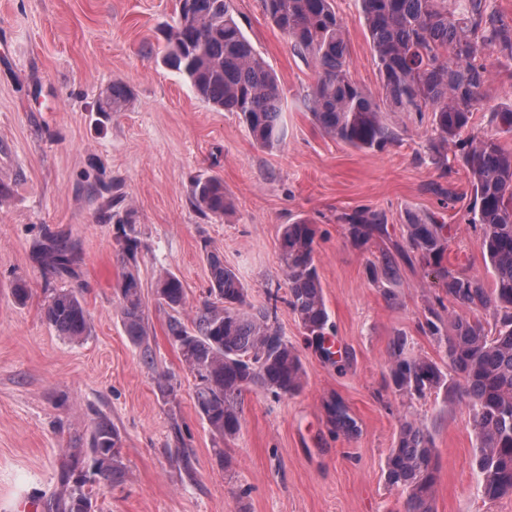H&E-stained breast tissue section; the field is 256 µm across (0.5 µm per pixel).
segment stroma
I'll use <instances>...</instances> for the list:
<instances>
[{
    "instance_id": "1",
    "label": "stroma",
    "mask_w": 512,
    "mask_h": 512,
    "mask_svg": "<svg viewBox=\"0 0 512 512\" xmlns=\"http://www.w3.org/2000/svg\"><path fill=\"white\" fill-rule=\"evenodd\" d=\"M255 50L277 75L288 136L282 149L261 148L236 113L199 99L158 52L175 24L177 0H0V512H47L63 495L70 455L87 447L99 416L122 438L123 482L87 483L100 512H402L385 459L402 419L433 428L438 471L433 512H512V497L483 498L471 467L475 438L464 400L408 397L390 384L388 345L405 333L414 354L440 360L425 334V299L439 281L420 264L402 265L395 299L370 282L366 268L402 238L407 211L441 212L448 225L444 268L488 273L480 230L468 221L471 185L464 168L448 181L456 199L441 207L430 190L438 173L428 159L427 116L395 112L399 138L359 151L325 135L306 107L314 70L261 7L231 0ZM346 31L353 79L376 101L384 92L359 0H334ZM491 72L473 117L482 134L490 108L512 102V60L485 51ZM131 95L119 111L98 104L115 82ZM224 181L231 208L208 218L191 204L196 176ZM124 198L134 211L140 248L136 271L146 300L153 361L124 332L118 282L124 265L108 206ZM383 211L388 234L364 247L349 239L340 213ZM314 224L315 260L344 371L304 340L296 315L278 322L298 349L302 390L243 398L242 428L224 438L198 415L194 377L172 345L169 311L154 297L168 271L182 281L189 318L206 296V251L238 270L252 301L281 288L278 240L296 217ZM76 241L75 277L59 278L32 258L47 234ZM25 282L26 301L14 296ZM82 287L91 316L83 340L67 339L44 316L46 291ZM178 382L173 396L158 374ZM341 399L358 431L327 423L325 404Z\"/></svg>"
}]
</instances>
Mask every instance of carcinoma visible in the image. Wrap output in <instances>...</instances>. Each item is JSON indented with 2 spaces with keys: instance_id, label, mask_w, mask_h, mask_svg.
<instances>
[{
  "instance_id": "obj_1",
  "label": "carcinoma",
  "mask_w": 512,
  "mask_h": 512,
  "mask_svg": "<svg viewBox=\"0 0 512 512\" xmlns=\"http://www.w3.org/2000/svg\"><path fill=\"white\" fill-rule=\"evenodd\" d=\"M265 13L291 40L294 51L312 65L315 82L305 95L321 131L351 147L381 149L397 139L381 104L351 76L344 25L332 0H262ZM361 11L379 70L385 101L392 112H427L431 135L429 159L439 177L453 172V160L469 175L472 186L470 222L481 229L480 247L492 287L472 275L441 273L444 296L428 301L424 332L442 347L443 364L412 354L399 333L388 347L393 388L411 397L448 391L462 380V397L472 415L475 436L471 465L478 490L490 500L512 497V151L501 139L512 136V104L486 117L488 131L468 135L473 112L484 97L490 71L480 62L483 51L495 49L512 58V24L491 6V0H360ZM164 63L190 83L196 95L218 110L236 113L263 149L282 146L283 93L276 75L244 35L231 0H178V22L160 48ZM129 90L114 82L100 111L116 112ZM191 204L201 214L224 217L230 202L223 180L197 177ZM133 211L116 220L124 271L118 284L119 310L126 335L137 346L148 340L142 285L131 267L137 263ZM337 221L358 246L389 235L386 214L369 208L343 212ZM313 225L297 218L284 226L279 253L287 292L267 289L255 303L224 257L206 252L209 267L207 299L190 323L181 318L186 302L182 281L173 273L156 280L157 302L171 311L168 335L196 379L195 408L222 437L241 429L242 399L258 388L275 397L303 388L304 371L296 347L278 323L279 304L297 316L305 339L320 357L341 369L323 346L334 335L315 264ZM369 264L376 283H394L400 263L418 260L436 266L448 250V225L439 212L408 213L402 241ZM33 259L55 276L73 277L77 247L61 234L46 236ZM456 310L443 319L444 301ZM490 311L494 328L473 317ZM44 315L62 335L78 340L88 334L89 313L79 292L55 288ZM328 422L348 435L356 422L342 401L326 405ZM437 470L433 434L416 419L400 422L396 445L385 459L386 483L405 495V512H433ZM118 483L125 479L121 436L110 419L98 418L89 448L74 455L65 475L67 493L48 503V512H98L84 487L90 476Z\"/></svg>"
}]
</instances>
